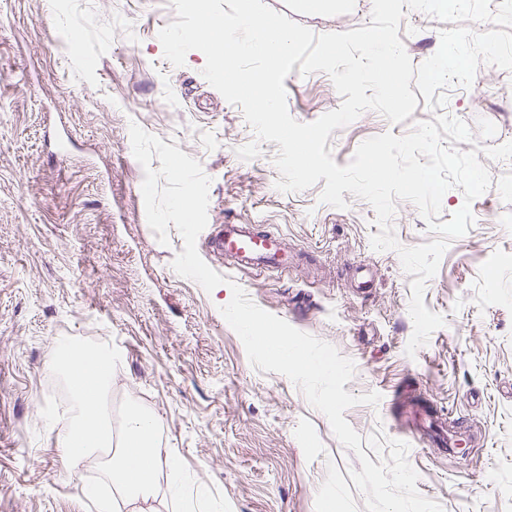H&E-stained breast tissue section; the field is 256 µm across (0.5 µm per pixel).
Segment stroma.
<instances>
[{"instance_id": "obj_1", "label": "stroma", "mask_w": 512, "mask_h": 512, "mask_svg": "<svg viewBox=\"0 0 512 512\" xmlns=\"http://www.w3.org/2000/svg\"><path fill=\"white\" fill-rule=\"evenodd\" d=\"M315 34L370 25L373 0H265ZM171 0H0V512H94L56 446L50 418L66 382L46 365L55 339L112 344V413L128 401L161 421L158 445L174 452L190 486L210 499L198 512H366L349 476L361 464L327 417L287 377L256 369L220 309L239 285L262 309L333 345L355 364L345 389L378 393L344 417L362 437L403 439L402 404L424 396L464 419L477 444L464 457L410 447L419 493L443 512H512V186L483 158L492 184L471 206L474 224L450 242L424 303L445 319L415 355L410 282L394 250L378 251L365 200L322 203V184L279 191L278 145L257 157L239 107L204 78L202 52L184 66L164 57L159 31ZM443 22L406 10L398 36L413 64L431 57ZM80 41L83 66L70 54ZM287 105L302 123L342 102L329 75L291 72ZM448 114L479 147L512 142V72L480 65L470 87L447 90ZM433 112L419 103L395 124L374 110L334 130L337 165L364 140L409 133ZM200 162L210 177L208 229L259 224L294 260L286 272L226 268L198 236L200 257L224 285L205 292L172 263L183 239L161 244L149 227L130 124ZM401 246L434 240L411 202L396 203Z\"/></svg>"}]
</instances>
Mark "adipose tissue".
I'll return each mask as SVG.
<instances>
[{"label":"adipose tissue","mask_w":512,"mask_h":512,"mask_svg":"<svg viewBox=\"0 0 512 512\" xmlns=\"http://www.w3.org/2000/svg\"><path fill=\"white\" fill-rule=\"evenodd\" d=\"M117 362L110 349L101 346L80 347L68 340L53 343L50 373L66 377L71 404L66 416L55 422L57 445L72 471L100 461L109 452L105 473L109 492L84 487L85 496L94 502L96 512H115L117 498L147 503L154 497L160 478H167L173 494H180V471L174 460L161 458L158 452V420L137 404L124 412L120 436L112 434V418L105 401L112 385Z\"/></svg>","instance_id":"ef3b65f1"}]
</instances>
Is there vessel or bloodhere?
Returning <instances> with one entry per match:
<instances>
[{
	"label": "vessel or blood",
	"instance_id": "1",
	"mask_svg": "<svg viewBox=\"0 0 512 512\" xmlns=\"http://www.w3.org/2000/svg\"><path fill=\"white\" fill-rule=\"evenodd\" d=\"M211 254L231 255L235 266L255 274L288 266V253L282 239L269 231L259 230L254 224H226L209 239ZM414 425L409 431L413 443H429L430 447L443 449L448 445L450 425L432 407H417L412 411Z\"/></svg>",
	"mask_w": 512,
	"mask_h": 512
}]
</instances>
